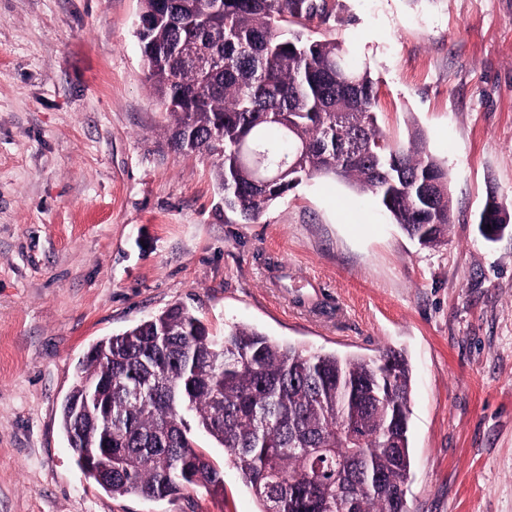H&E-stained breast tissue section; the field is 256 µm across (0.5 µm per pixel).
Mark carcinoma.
Masks as SVG:
<instances>
[{"label": "carcinoma", "mask_w": 512, "mask_h": 512, "mask_svg": "<svg viewBox=\"0 0 512 512\" xmlns=\"http://www.w3.org/2000/svg\"><path fill=\"white\" fill-rule=\"evenodd\" d=\"M146 79L173 118L170 145L220 158L224 206L253 220L302 180L331 177L369 192L423 247L448 241V172L419 132L391 144L374 115L376 82L341 43L305 34L336 15V0H141ZM192 45L218 61L200 75ZM286 159L263 181L251 151ZM481 214L512 225L493 196ZM101 383L112 407V475H86L113 495L174 497L188 486L221 494L224 473L194 446L184 413L224 449L259 512H407L413 372L401 351L374 358L308 354L234 326L211 336L174 305L98 341L61 405L76 463L88 432L71 403ZM360 493L346 499L345 486Z\"/></svg>", "instance_id": "1"}]
</instances>
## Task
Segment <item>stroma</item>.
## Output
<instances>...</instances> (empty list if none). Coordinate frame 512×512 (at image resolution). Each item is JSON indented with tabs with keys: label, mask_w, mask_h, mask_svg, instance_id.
Wrapping results in <instances>:
<instances>
[{
	"label": "stroma",
	"mask_w": 512,
	"mask_h": 512,
	"mask_svg": "<svg viewBox=\"0 0 512 512\" xmlns=\"http://www.w3.org/2000/svg\"><path fill=\"white\" fill-rule=\"evenodd\" d=\"M140 0H0V512H258L205 433L224 492L115 497L78 467L60 407L100 339L185 306L310 352L413 368L408 512H512V0H337L317 34L377 83V125L418 129L447 170L448 241L411 240L377 198L312 178L251 221L218 157L169 147ZM486 214V221L491 225V230H495L497 226L502 225L504 229L512 226V212L497 202L494 196H490L480 213Z\"/></svg>",
	"instance_id": "35a3bbf8"
}]
</instances>
